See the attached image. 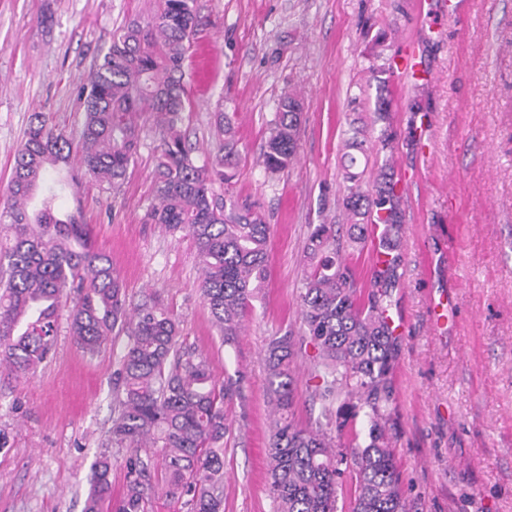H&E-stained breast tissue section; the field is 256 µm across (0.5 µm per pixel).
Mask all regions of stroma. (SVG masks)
<instances>
[{
	"mask_svg": "<svg viewBox=\"0 0 512 512\" xmlns=\"http://www.w3.org/2000/svg\"><path fill=\"white\" fill-rule=\"evenodd\" d=\"M159 0H0V208L14 155L33 113L75 132L78 94L129 22L146 23ZM200 26L183 70L190 110L180 126L198 164L219 149L217 113L237 140L235 176L215 185L257 205L270 226L268 285L226 345L196 284L197 248L145 215L155 195L159 134L142 140L114 190L82 179L63 196L123 281L128 306L156 294L214 379L233 390L225 410L224 512H275L266 447L272 399L264 351L300 331L299 288L316 224L342 221V166L350 127L362 128L363 179L389 162L405 209L403 277L391 315L394 340L389 434L408 512H512V0H462L441 17L427 0H195ZM415 44L433 72L412 85L391 65ZM391 100L388 158L377 154V68ZM303 120L297 161L260 166L284 92ZM64 297L48 357L24 378L0 372V512H84L88 475L105 448L115 407L114 371L126 336L95 356L69 334ZM312 348L296 357L298 421L316 420Z\"/></svg>",
	"mask_w": 512,
	"mask_h": 512,
	"instance_id": "stroma-1",
	"label": "stroma"
}]
</instances>
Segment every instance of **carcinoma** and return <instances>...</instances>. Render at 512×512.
<instances>
[{"instance_id":"carcinoma-1","label":"carcinoma","mask_w":512,"mask_h":512,"mask_svg":"<svg viewBox=\"0 0 512 512\" xmlns=\"http://www.w3.org/2000/svg\"><path fill=\"white\" fill-rule=\"evenodd\" d=\"M199 25L194 0H160L147 25L123 27L91 74L78 139L44 113L33 114L14 157L11 203L0 210V224L10 230L9 242L0 245L1 368L26 376L47 357L68 288L75 293L71 336L84 352L97 354L116 331L128 337L108 445L131 453L113 512H146L155 494L185 499L189 512H223L224 399L231 389L214 380L207 356L181 340L179 323L160 302L150 297L127 313L110 258L92 247L79 213L58 204L78 177L48 176L75 157L81 174L119 185L139 151L138 117L148 115L160 143L157 203L147 219L193 238L203 301L224 344H233L264 288L270 225L259 212L214 191L215 183L234 177L237 141L224 113L216 123L224 153L209 165H196L179 128L187 102L183 62ZM302 115L298 96L284 93L262 153L266 172L277 174L293 163ZM346 158L342 206L349 239L365 247L362 219L374 217L384 225L378 249L387 261L373 272L363 298L337 243L336 225L317 224L310 232V265L299 297L305 338L316 351L315 391L329 402L341 395L344 401L334 412L324 409L326 428L295 422L291 364L297 342L290 331L270 339L267 383L275 413L266 457L277 512H337L348 478L354 487L350 512H407L385 414L394 344L387 311L401 278L405 214L388 167L365 192L353 171L357 158ZM111 477L105 449L91 466L85 512H99L112 498Z\"/></svg>"}]
</instances>
